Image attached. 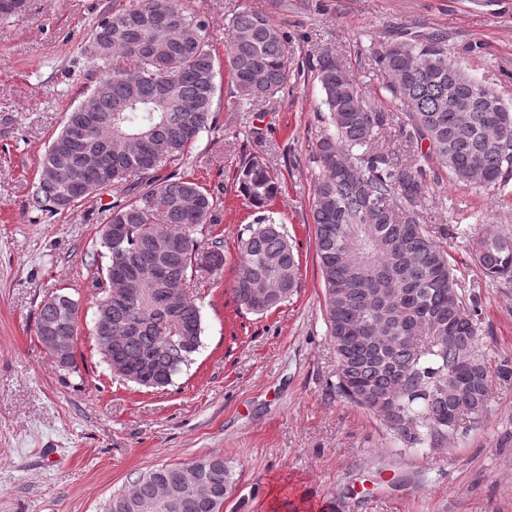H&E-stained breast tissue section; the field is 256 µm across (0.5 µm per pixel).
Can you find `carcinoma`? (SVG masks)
I'll list each match as a JSON object with an SVG mask.
<instances>
[{
	"label": "carcinoma",
	"mask_w": 512,
	"mask_h": 512,
	"mask_svg": "<svg viewBox=\"0 0 512 512\" xmlns=\"http://www.w3.org/2000/svg\"><path fill=\"white\" fill-rule=\"evenodd\" d=\"M227 62L235 106L247 110L288 82V35L268 16L242 9L226 24ZM88 52L112 69L89 93L97 121L83 126L68 113L48 143L30 205L51 214L130 177L137 191L112 212L100 235L94 286L97 316L112 328V361L129 382L162 391L202 346L201 306L178 289L224 269V242L205 234L214 198L165 167L209 127L216 63L205 25L179 0H133L105 14ZM390 76L387 90L404 117L409 143H428L417 156L380 150L394 114L367 100L346 65L324 52L314 77L324 93L327 126L314 159L312 220L324 282L327 333L338 360L336 389L376 414L398 439L439 447L448 427L482 413L491 374L475 355L477 306L458 291L449 254L420 223L429 191L423 163L464 185L504 190L512 180V106L473 99L475 78L448 57L443 36L400 38L373 54ZM175 82L167 108L152 103L161 82ZM245 199L261 215L238 238L232 292L239 307L264 314L300 286L299 258L268 206L279 177L255 157L236 171ZM491 279H512V233L487 230L474 243ZM78 300L61 289L42 301L36 322L79 329ZM235 482L222 457L166 464L139 474L113 493L105 512H222Z\"/></svg>",
	"instance_id": "cac0c4a2"
}]
</instances>
